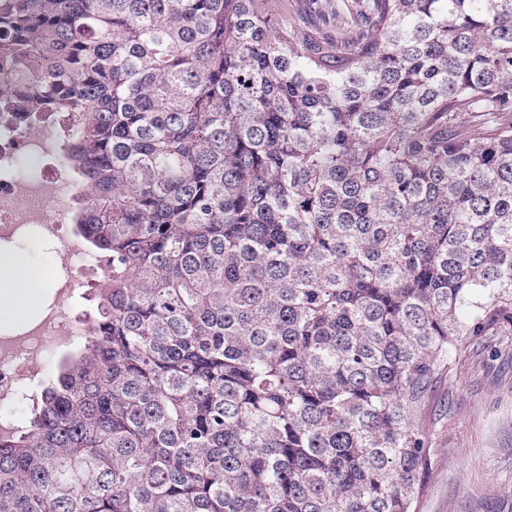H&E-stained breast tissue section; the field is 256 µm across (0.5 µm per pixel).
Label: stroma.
Masks as SVG:
<instances>
[{
  "label": "stroma",
  "mask_w": 512,
  "mask_h": 512,
  "mask_svg": "<svg viewBox=\"0 0 512 512\" xmlns=\"http://www.w3.org/2000/svg\"><path fill=\"white\" fill-rule=\"evenodd\" d=\"M420 512H512V340L473 337L432 389Z\"/></svg>",
  "instance_id": "stroma-1"
}]
</instances>
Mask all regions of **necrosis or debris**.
<instances>
[{
    "label": "necrosis or debris",
    "instance_id": "obj_1",
    "mask_svg": "<svg viewBox=\"0 0 512 512\" xmlns=\"http://www.w3.org/2000/svg\"><path fill=\"white\" fill-rule=\"evenodd\" d=\"M10 88L18 104L0 113V247L33 233L62 262L51 270L54 291L41 315L18 333L0 335V407L37 402L46 360L87 330L75 300L108 276L106 260L63 231L76 185L61 163V133L76 126L77 114L25 111L28 82H11Z\"/></svg>",
    "mask_w": 512,
    "mask_h": 512
}]
</instances>
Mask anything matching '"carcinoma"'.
Segmentation results:
<instances>
[{
  "instance_id": "carcinoma-1",
  "label": "carcinoma",
  "mask_w": 512,
  "mask_h": 512,
  "mask_svg": "<svg viewBox=\"0 0 512 512\" xmlns=\"http://www.w3.org/2000/svg\"><path fill=\"white\" fill-rule=\"evenodd\" d=\"M16 73L109 273L0 512H419L512 332V0H0Z\"/></svg>"
}]
</instances>
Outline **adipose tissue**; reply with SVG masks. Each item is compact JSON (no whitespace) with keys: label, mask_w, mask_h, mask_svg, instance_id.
I'll return each mask as SVG.
<instances>
[{"label":"adipose tissue","mask_w":512,"mask_h":512,"mask_svg":"<svg viewBox=\"0 0 512 512\" xmlns=\"http://www.w3.org/2000/svg\"><path fill=\"white\" fill-rule=\"evenodd\" d=\"M45 287L21 253L0 255V306L19 312L33 309Z\"/></svg>","instance_id":"ef3b65f1"}]
</instances>
